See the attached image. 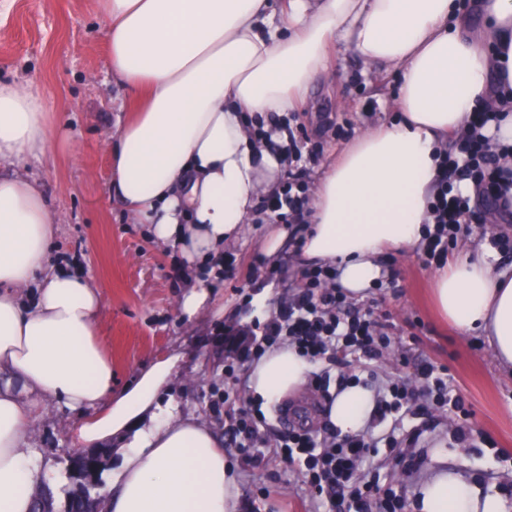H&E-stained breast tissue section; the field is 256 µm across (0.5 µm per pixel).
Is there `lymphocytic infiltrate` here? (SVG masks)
<instances>
[{"label": "lymphocytic infiltrate", "mask_w": 512, "mask_h": 512, "mask_svg": "<svg viewBox=\"0 0 512 512\" xmlns=\"http://www.w3.org/2000/svg\"><path fill=\"white\" fill-rule=\"evenodd\" d=\"M498 119L494 109L477 113L467 128L437 153L439 175L430 200L429 222L416 251L423 266L447 260L460 235L472 233L484 223L485 211L512 218V148L487 133ZM317 153L316 147L295 140L288 146V177L267 200L274 216L286 224L306 217L307 170L301 161ZM462 181L475 185L482 205H475L459 191ZM247 330L252 344L244 355L228 356L224 363L226 389L216 400L224 409V438L248 467H261L271 458L298 465L302 484L330 512H405L404 495L381 479L374 458L385 448L406 468H415L416 462L406 450L433 432L429 409L447 413L455 441L466 443L476 434L471 412L447 367L425 363L417 365L414 379L396 377L379 388L371 418L359 433L344 435L327 425L314 428L303 424L277 441L269 440L262 398L240 396L245 362L288 345L320 366V373L313 378L318 390H327L336 369L341 372L337 383L343 389L352 381L344 373L349 357L362 360L368 370L400 345L392 325L376 318L372 307L354 303L337 284L334 265L305 267L299 285L289 287L276 310L264 320L251 322ZM416 380L423 385L418 394L412 389Z\"/></svg>", "instance_id": "1"}]
</instances>
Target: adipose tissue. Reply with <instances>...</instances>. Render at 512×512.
Here are the masks:
<instances>
[{
    "mask_svg": "<svg viewBox=\"0 0 512 512\" xmlns=\"http://www.w3.org/2000/svg\"><path fill=\"white\" fill-rule=\"evenodd\" d=\"M107 63L136 103L111 150L117 199L155 241L178 247L191 280L178 310L223 315L212 297L226 245L262 196L279 186L281 152L250 139L247 116L305 104L337 44L368 68L398 72L400 121L365 130L317 181L303 256L335 264L364 294L382 255L415 248L437 173L434 155L473 112L512 99V0H100ZM36 85L0 81V512H32L39 470L25 442L40 409H90L79 446L122 440L105 512H238L239 487L222 439L163 408L184 359L174 350L112 389L96 337L101 299L89 280L53 265L56 217L30 162L57 145ZM439 311L461 331L485 329L512 367V278L485 257L449 261L434 280ZM293 349L251 367L254 395L275 402L307 380ZM370 389L337 394L330 420L360 431ZM419 512H505L459 469L415 494Z\"/></svg>",
    "mask_w": 512,
    "mask_h": 512,
    "instance_id": "ef3b65f1",
    "label": "adipose tissue"
}]
</instances>
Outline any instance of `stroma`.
I'll use <instances>...</instances> for the list:
<instances>
[{"label":"stroma","mask_w":512,"mask_h":512,"mask_svg":"<svg viewBox=\"0 0 512 512\" xmlns=\"http://www.w3.org/2000/svg\"><path fill=\"white\" fill-rule=\"evenodd\" d=\"M106 26L97 0H0V79L37 85L48 109L61 117L57 133L63 148L31 163L29 170L58 221L54 260L87 277L100 292L98 337L112 360L113 389L132 382L170 350H181L185 359L169 397L181 414L202 418L220 434L224 421L211 409V393L224 382V329L257 315L241 307L239 293L269 294L272 308L282 294L281 286L254 262L274 223L253 215L241 237L227 246L228 278L214 291L224 301L223 315L182 319L177 305L184 283L177 250L154 243L147 225L135 223L112 192L109 151L134 102L108 68ZM396 94L393 74L366 72L354 52L334 48L330 69L314 83L307 106L290 115L294 128L323 147L307 165L308 182L318 180L358 134L395 120ZM382 261L395 283L364 300L396 325L406 348L393 350L377 367L378 379L396 375L404 354L414 364L446 366L474 411L476 429L491 441L487 447L469 448L442 433L433 445L447 450V461H426L417 479L387 459L382 475L410 497L422 477L459 465L483 492L505 498L512 512L506 490L512 485V371L499 365L487 337L462 334L441 316L432 298L436 271L420 265L415 251H389ZM84 416L65 403H52L25 442L39 456L40 480L52 489L56 512H63L74 488L68 471L76 452L72 432ZM225 454L237 466L239 512H316L298 469L273 461L251 470L241 465L234 449Z\"/></svg>","instance_id":"obj_1"}]
</instances>
